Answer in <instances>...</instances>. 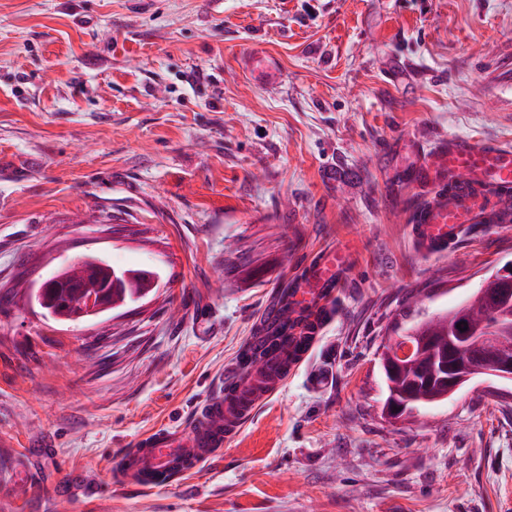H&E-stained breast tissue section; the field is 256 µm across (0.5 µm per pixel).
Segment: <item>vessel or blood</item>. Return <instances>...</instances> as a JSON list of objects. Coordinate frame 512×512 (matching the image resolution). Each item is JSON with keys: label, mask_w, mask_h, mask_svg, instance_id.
Listing matches in <instances>:
<instances>
[{"label": "vessel or blood", "mask_w": 512, "mask_h": 512, "mask_svg": "<svg viewBox=\"0 0 512 512\" xmlns=\"http://www.w3.org/2000/svg\"><path fill=\"white\" fill-rule=\"evenodd\" d=\"M245 65L261 84H273L278 78L261 55H250ZM410 153L413 164L408 173L413 179L448 187L447 193L416 217L413 232L421 245L450 247L471 225L512 222L511 148L452 137L434 154L423 153L415 144ZM347 264L345 254L333 250L321 253L308 274L290 288L288 314L273 311L267 316L272 325L286 317L295 320L293 335L284 347L247 374L227 379L194 418L190 433L157 430L148 434L121 457L116 480L143 488L164 484L171 477L194 470L210 457L212 449L223 447L225 438L239 433L260 403L311 349L314 340L306 324L311 321L319 327L331 316Z\"/></svg>", "instance_id": "vessel-or-blood-1"}]
</instances>
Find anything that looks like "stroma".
Here are the masks:
<instances>
[{
    "instance_id": "1",
    "label": "stroma",
    "mask_w": 512,
    "mask_h": 512,
    "mask_svg": "<svg viewBox=\"0 0 512 512\" xmlns=\"http://www.w3.org/2000/svg\"><path fill=\"white\" fill-rule=\"evenodd\" d=\"M451 136L512 147V0H0V512H512V385L383 414L384 343L512 262V223L413 238L440 191L397 149ZM325 248L351 266L302 364L191 473L117 483ZM89 256L153 290L30 302ZM247 71L259 79L263 85H271L278 79V72L270 65L265 57L258 54L250 55L245 60ZM69 266L42 282L38 288L32 287L27 289L30 292V300L37 303L49 316L57 320H78L94 317L103 312L112 310L122 303V301H115L112 304V288H131L130 282L132 276L130 272H124L122 275L118 276L116 272L113 271L110 277L102 283L97 294H88L84 298L78 295L76 298H73L71 288L77 287L72 284L67 277L66 269ZM61 288L66 289L65 305L68 309V311L63 314L53 306L50 300L51 294L55 291H60Z\"/></svg>"
}]
</instances>
